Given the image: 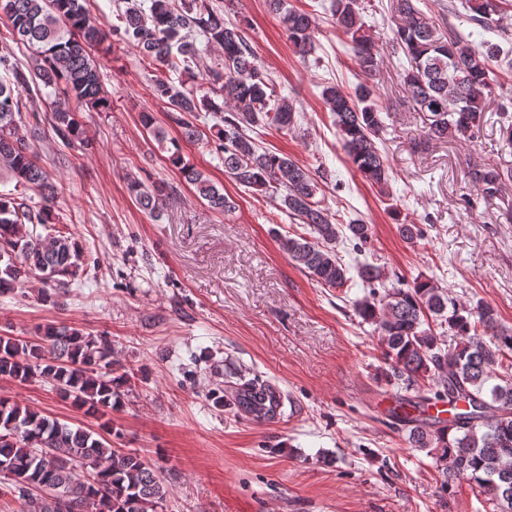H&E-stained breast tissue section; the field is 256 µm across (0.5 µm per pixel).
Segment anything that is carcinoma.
Segmentation results:
<instances>
[{
    "instance_id": "cac0c4a2",
    "label": "carcinoma",
    "mask_w": 512,
    "mask_h": 512,
    "mask_svg": "<svg viewBox=\"0 0 512 512\" xmlns=\"http://www.w3.org/2000/svg\"><path fill=\"white\" fill-rule=\"evenodd\" d=\"M512 0H464L468 23L489 31L500 27ZM295 53L306 59L315 50L314 14L288 6V0H266ZM420 0H396L398 22L389 43L405 56L401 81L413 109L424 114L430 140L474 143L480 136L488 97L496 75L493 63L505 50L499 43L472 40L450 26L443 30L424 12ZM109 30L88 14L83 0H0L12 41L34 48L44 64L28 70L12 61L8 45L0 46V170L16 185L36 188L42 202L30 206L11 193L0 194V293L25 284L37 274L48 289L44 301H55L66 279L87 267L82 246L70 233L57 231L48 240L27 224H55L54 187L28 143L21 96L63 85L75 108L57 106L51 117L56 134L69 143H85L77 112L106 111L111 102L102 87L91 50L107 38L130 43L155 69L191 73L197 64V37L219 46L224 65L209 72V91L184 82L175 85L158 76L155 96L178 113L175 122L189 140L204 136L192 122L205 110L219 115L210 128L215 150L224 154V173L257 192L279 195L280 208L304 225L306 234L280 239V248L308 277L327 288H346L351 278L336 253L345 239L358 251L371 238V225L357 220L339 224L316 199L324 175L311 173L292 159L262 151L250 132L256 126L291 131L297 126L292 100L279 96L274 83L247 43L241 26L198 0H125ZM336 29L345 35L365 75L379 71L383 50L368 32L358 0H331ZM321 98L334 118L342 149L352 166L383 197L390 196L391 168L378 140L382 109L368 84L350 91L323 87ZM500 133L512 146V98L497 102ZM168 160L210 209L230 212L234 203L202 172L185 162L178 142L171 141ZM473 185L485 197H496L512 174L481 161L470 170ZM129 194L154 218L161 217L163 186L147 187L128 179ZM368 288L354 303L363 321L374 326L384 344L389 383L405 391L390 408L393 424L406 433L412 448L435 460L446 487L466 481L489 497L495 512H512V377L498 378L496 367L512 354V329L501 325L488 304L472 309L448 304V295L431 280L402 287V278L369 262L357 268ZM439 317L456 344L441 347L422 328ZM112 342L106 336L48 324L32 338L0 336V376L20 383L40 379L63 399L100 420L112 431L110 415L119 408L128 374L114 369ZM276 396L269 384L261 393L244 384L237 407L262 420L263 396ZM445 402L455 411L453 424L441 427L423 417L428 406ZM0 471L10 475L9 492L23 512H156L166 498L158 470L136 451L112 447L80 425L44 416L17 402L0 399Z\"/></svg>"
}]
</instances>
